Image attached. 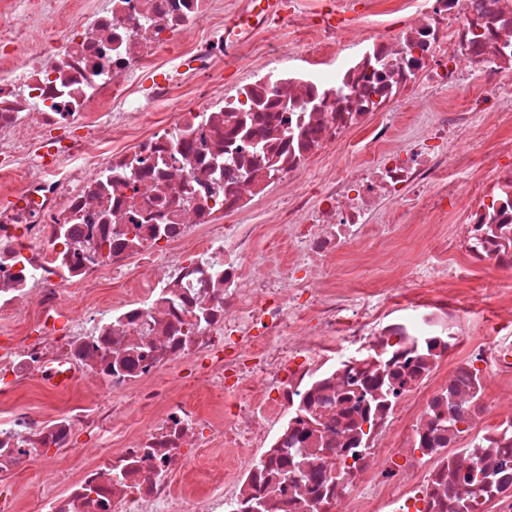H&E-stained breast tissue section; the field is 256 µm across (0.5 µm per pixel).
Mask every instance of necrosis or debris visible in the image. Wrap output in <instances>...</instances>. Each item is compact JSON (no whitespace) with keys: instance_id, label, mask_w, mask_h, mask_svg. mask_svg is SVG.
<instances>
[{"instance_id":"1","label":"necrosis or debris","mask_w":512,"mask_h":512,"mask_svg":"<svg viewBox=\"0 0 512 512\" xmlns=\"http://www.w3.org/2000/svg\"><path fill=\"white\" fill-rule=\"evenodd\" d=\"M262 2L0 22V512H512V289L449 288L512 273V0ZM401 224L404 281H338Z\"/></svg>"}]
</instances>
